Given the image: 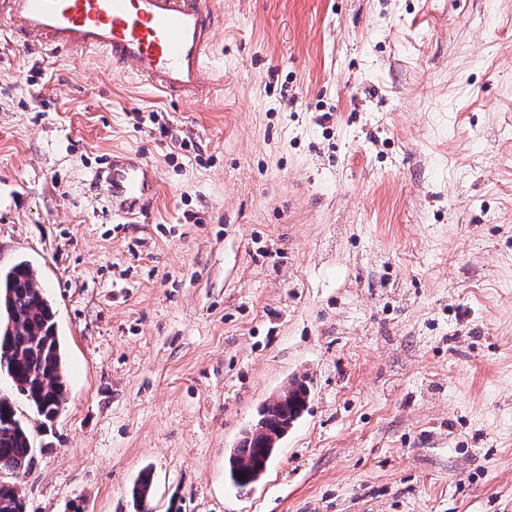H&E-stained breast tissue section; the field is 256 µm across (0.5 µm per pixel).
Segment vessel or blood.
<instances>
[{
	"mask_svg": "<svg viewBox=\"0 0 512 512\" xmlns=\"http://www.w3.org/2000/svg\"><path fill=\"white\" fill-rule=\"evenodd\" d=\"M0 17L23 44L53 51L94 50L171 97L203 92L220 14L214 0H0ZM120 216L157 192L154 168L133 152H117L101 173Z\"/></svg>",
	"mask_w": 512,
	"mask_h": 512,
	"instance_id": "vessel-or-blood-1",
	"label": "vessel or blood"
}]
</instances>
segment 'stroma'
Segmentation results:
<instances>
[{"instance_id": "obj_1", "label": "stroma", "mask_w": 512, "mask_h": 512, "mask_svg": "<svg viewBox=\"0 0 512 512\" xmlns=\"http://www.w3.org/2000/svg\"><path fill=\"white\" fill-rule=\"evenodd\" d=\"M214 83L166 97L0 22V269L67 391L27 512H512V0H215ZM139 153L127 219L94 181ZM308 400L250 491L261 407ZM100 175L112 208L123 217L150 201L158 189L155 169L133 152L112 154Z\"/></svg>"}]
</instances>
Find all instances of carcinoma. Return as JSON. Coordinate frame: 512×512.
<instances>
[{
	"label": "carcinoma",
	"instance_id": "obj_1",
	"mask_svg": "<svg viewBox=\"0 0 512 512\" xmlns=\"http://www.w3.org/2000/svg\"><path fill=\"white\" fill-rule=\"evenodd\" d=\"M0 373L11 379L45 420L57 416L66 386L55 312L36 270L25 261L0 269ZM306 399L307 385L300 381L263 407V431L245 440L228 459L226 476L234 488L251 489L260 481ZM32 455L26 425L9 401L0 400V471L23 472ZM151 488L148 473L133 488L138 512H148ZM0 512H26L17 486L0 482Z\"/></svg>",
	"mask_w": 512,
	"mask_h": 512
}]
</instances>
